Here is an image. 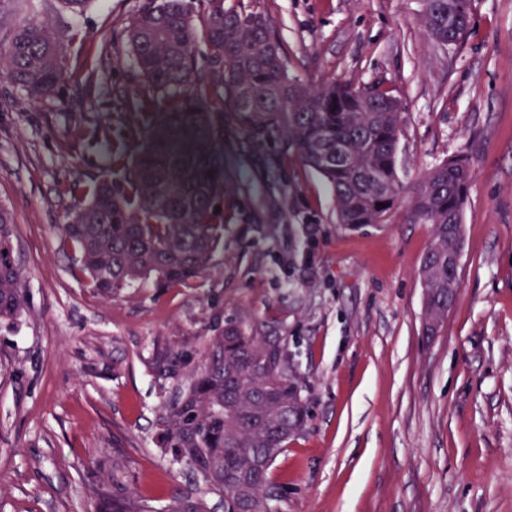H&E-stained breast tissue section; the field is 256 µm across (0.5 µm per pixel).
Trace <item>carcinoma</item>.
Instances as JSON below:
<instances>
[{
	"mask_svg": "<svg viewBox=\"0 0 512 512\" xmlns=\"http://www.w3.org/2000/svg\"><path fill=\"white\" fill-rule=\"evenodd\" d=\"M454 2L427 0V35L441 33L452 42L468 30ZM271 26L262 11L209 0L198 29L185 0H144L128 42L152 90L139 102L151 133L132 156L112 152L119 179L85 190L63 225L79 253L73 274L93 291L114 298L150 278L157 288H173L207 269L224 235V212H215L224 202V156L210 132L224 130L226 111L255 140L283 132L331 188L339 223L382 222L393 210L401 188L393 156L403 116L387 110L392 90L380 82L370 85L362 111L336 117V94L352 85L333 81L311 89L291 79L282 52L267 51ZM201 45L212 65L204 80L197 78ZM65 72L63 48L48 24L19 23L0 37V74L29 99L52 98ZM210 93L219 97L220 108L202 104ZM156 97L167 105L158 116L148 111ZM288 97L296 102L292 112L281 107ZM471 179L467 158L452 167L444 160L424 173L412 200V219L432 227L419 273L427 290L428 336L435 335L428 322L443 321L452 305L448 285L458 274L448 264V231L462 227ZM380 181L394 191L384 208L372 200ZM14 237V215L0 204L1 322H13L24 311L26 277L14 255ZM302 391L301 381L287 371L278 338L265 335L258 323L237 321L209 338L201 370L161 417V441L210 490L224 495V512H232L241 495L248 512H272L276 495L268 479L242 490L227 474L245 468L251 452L274 460L285 450L308 416ZM102 499L103 512H138L126 499ZM167 512H204V503L179 498Z\"/></svg>",
	"mask_w": 512,
	"mask_h": 512,
	"instance_id": "cac0c4a2",
	"label": "carcinoma"
}]
</instances>
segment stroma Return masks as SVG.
I'll list each match as a JSON object with an SVG mask.
<instances>
[{
  "label": "stroma",
  "mask_w": 512,
  "mask_h": 512,
  "mask_svg": "<svg viewBox=\"0 0 512 512\" xmlns=\"http://www.w3.org/2000/svg\"><path fill=\"white\" fill-rule=\"evenodd\" d=\"M272 21L291 78L384 81L404 105L402 190L350 231L283 134L224 121V245L191 287L106 298L71 268L70 188L113 178L112 149L148 137V86L127 28L143 0H7L5 24L57 34L58 96L0 78V203L16 219L26 309L0 323V512H100L107 490L164 512L224 497L158 443V421L200 370L209 336L241 318L278 337L304 381V429L269 477L277 512H512V0H472L464 41L439 48L426 0H226ZM468 157L456 301L422 333L418 271L431 227L409 207L424 172ZM176 351L175 367L159 360Z\"/></svg>",
  "instance_id": "obj_1"
}]
</instances>
